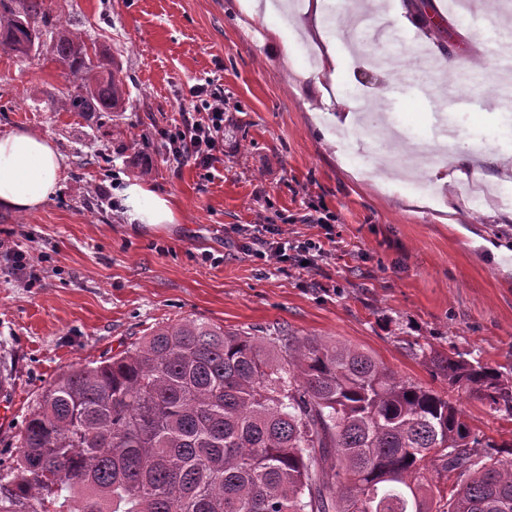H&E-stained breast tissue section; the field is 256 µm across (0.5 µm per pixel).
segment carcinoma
Wrapping results in <instances>:
<instances>
[{"mask_svg": "<svg viewBox=\"0 0 512 512\" xmlns=\"http://www.w3.org/2000/svg\"><path fill=\"white\" fill-rule=\"evenodd\" d=\"M45 0H0V46L25 57ZM53 54L110 111L122 81L82 34ZM448 387L493 411L512 385L459 352L417 345ZM455 403L339 341L183 319L58 375L30 408L0 512H512V461L481 454ZM453 478L434 510L429 468Z\"/></svg>", "mask_w": 512, "mask_h": 512, "instance_id": "obj_1", "label": "carcinoma"}]
</instances>
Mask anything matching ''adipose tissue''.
<instances>
[{
    "mask_svg": "<svg viewBox=\"0 0 512 512\" xmlns=\"http://www.w3.org/2000/svg\"><path fill=\"white\" fill-rule=\"evenodd\" d=\"M330 2L301 0L290 23L280 19L273 0H239V7L248 18L265 24L278 57L294 75V92L315 89L319 106L312 111L314 121L329 124L333 131L343 128L354 133L361 131L367 119L360 109L359 93L347 78L342 24L328 19ZM305 42L317 53L315 65L308 68L299 61V48ZM465 92L462 86L442 92L426 72L420 71L403 106L388 114L393 131L406 136L410 147H439L445 151V163L424 168L426 182L437 187L471 176L482 177L486 164L495 169V181L502 183L512 177V105L464 110L455 99ZM444 93L451 100L447 121L450 133L441 136L433 131L426 114L430 96ZM333 131L325 139L340 164L351 167L359 176L373 174L371 165L360 162L348 144L336 140ZM64 168L62 155L39 133L15 130L0 135V205L22 213L35 211L55 195ZM117 194L128 224L155 227L177 221L172 201L137 181H127Z\"/></svg>",
    "mask_w": 512,
    "mask_h": 512,
    "instance_id": "obj_1",
    "label": "adipose tissue"
}]
</instances>
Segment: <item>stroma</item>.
<instances>
[{
	"mask_svg": "<svg viewBox=\"0 0 512 512\" xmlns=\"http://www.w3.org/2000/svg\"><path fill=\"white\" fill-rule=\"evenodd\" d=\"M421 25L459 68L478 70L472 103L490 100L501 65L482 32L497 24L493 0H469L477 23L453 15ZM38 51L0 47V134L32 129L65 159L60 188L29 214L0 209V360L12 381L0 424L8 458L34 401L72 365L118 354L152 328L185 318L258 336L290 333L343 342L404 381L449 396L483 441H512V416L449 389L413 354L430 343L493 367L512 382V220L484 217L458 195L454 214L421 208L358 180L336 161L306 97L265 30L238 0H49ZM82 33L118 65L125 101L112 112H65L73 91L52 52V31ZM419 34H365L349 64L366 95L389 80L371 60L416 54ZM224 92V149L208 167L168 159L167 130L202 113L198 85ZM139 150H132L131 140ZM170 197L177 223L132 229L112 206L122 179ZM336 214L332 236L309 223V203ZM288 217V236L320 243L316 264L265 261L238 246L237 226ZM210 261H203V254Z\"/></svg>",
	"mask_w": 512,
	"mask_h": 512,
	"instance_id": "35a3bbf8",
	"label": "stroma"
}]
</instances>
